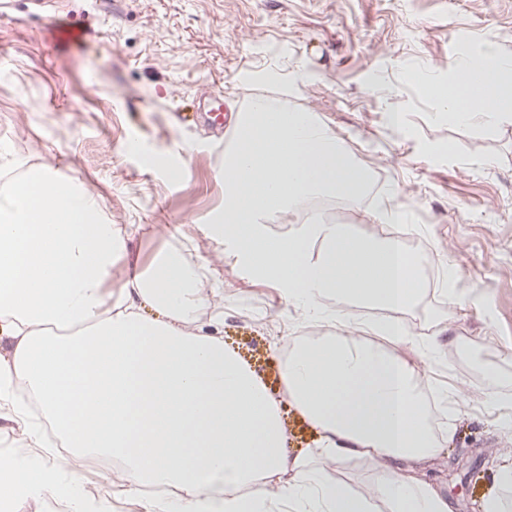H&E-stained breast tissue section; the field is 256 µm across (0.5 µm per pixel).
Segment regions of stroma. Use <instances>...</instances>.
I'll return each mask as SVG.
<instances>
[{"label":"stroma","mask_w":512,"mask_h":512,"mask_svg":"<svg viewBox=\"0 0 512 512\" xmlns=\"http://www.w3.org/2000/svg\"><path fill=\"white\" fill-rule=\"evenodd\" d=\"M489 45L512 59V0H58L46 13L7 0L0 177L51 168L84 183L131 233L141 266L171 249L204 264L225 342L277 396L291 345L328 328L234 258L216 261L222 246L209 227L236 136L213 132L201 114L219 101L234 115L260 95L316 113L371 170L370 195L313 199L270 231L290 235L314 213L389 235L373 199L397 187L404 243L424 257L428 285L395 315L423 342L450 328L454 343L419 369L432 389L460 395L433 424L441 453L416 474L454 512H481L492 496L512 512V484L496 477L512 466V122L457 123L425 88L447 82L462 48ZM394 109L397 130L387 123ZM74 465L110 512H164L162 498L124 492L121 460L108 472L82 456ZM331 476L364 494L378 470L351 459Z\"/></svg>","instance_id":"stroma-1"}]
</instances>
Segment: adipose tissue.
<instances>
[{
	"instance_id": "obj_1",
	"label": "adipose tissue",
	"mask_w": 512,
	"mask_h": 512,
	"mask_svg": "<svg viewBox=\"0 0 512 512\" xmlns=\"http://www.w3.org/2000/svg\"><path fill=\"white\" fill-rule=\"evenodd\" d=\"M431 92L456 122L512 119V65L495 49L462 52L455 76ZM236 123L212 230L303 318L336 330L295 344L281 373L317 447L290 454L276 402L205 315L218 293L199 264L168 251L112 293L128 239L93 194L50 169L0 183V406L25 423L14 392L29 387L64 447L122 460L128 492L173 487L167 512H452L400 471L439 451L421 373L399 353L420 342L394 316L369 325L380 343L351 334L356 308H413L427 280L423 257L404 246L395 190L375 205L394 226L387 237L314 216L295 234L272 235L269 224L307 198L364 196L371 176L314 114L258 97ZM359 457L379 472L366 494L329 472ZM0 490L17 507L48 495L69 512H104L63 455H1Z\"/></svg>"
}]
</instances>
